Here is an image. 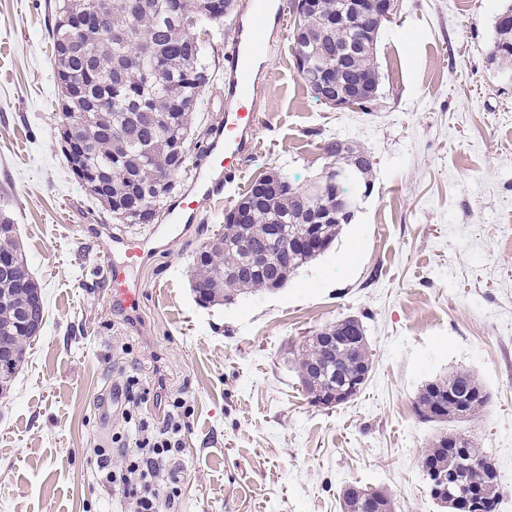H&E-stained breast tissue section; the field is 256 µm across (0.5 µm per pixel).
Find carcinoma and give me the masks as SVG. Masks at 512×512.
<instances>
[{
	"instance_id": "obj_1",
	"label": "carcinoma",
	"mask_w": 512,
	"mask_h": 512,
	"mask_svg": "<svg viewBox=\"0 0 512 512\" xmlns=\"http://www.w3.org/2000/svg\"><path fill=\"white\" fill-rule=\"evenodd\" d=\"M229 0H57L51 21L54 74L66 76L71 88L59 106L57 138L77 128L83 146V169L74 173L81 184L99 176L107 183L101 192H91L107 201L118 224H153L167 200L176 193L175 178L186 171L191 142L208 131L201 130L196 106L203 88L214 75L216 46L210 28L229 33L237 15L227 13ZM301 31L313 40L293 41L294 57L303 60L299 74L313 98L326 104L336 95V84L360 75L369 81L374 101L382 74L372 52L364 51L361 39L371 34L377 40L384 18L371 6L348 25L336 24V15L346 13L345 0H317V9L307 12L301 0H291ZM103 17L100 25H86L79 50L65 51L73 21ZM496 37L488 57L499 72H512V23L495 21ZM329 163L345 165L359 158L355 180L341 184V191L357 194L371 184L373 157L365 148L326 140L321 147ZM280 188L256 198V184L239 203L249 208L245 221L224 213V233L196 249L193 259V291L202 306L222 305L240 296L276 288L274 280L287 282L313 256L288 250V239L307 230V209L324 205L300 197L288 176L276 174ZM286 234L275 239L272 225ZM273 252L280 260L274 270L236 274L250 263L252 255ZM0 394L10 391L16 370L25 360L27 343L42 330L45 305L39 283L32 277L29 261L11 217L0 211ZM329 326L306 340L298 354L303 389L314 405L320 404L336 384L359 373H370L369 345L345 342L326 348ZM329 366L325 372L317 367ZM464 404L468 415L479 417L487 405L481 382L457 371L426 383L413 404L424 423H445L455 407ZM473 454L483 449L472 440L458 443L457 434L440 433L425 449L428 466L445 471L459 447Z\"/></svg>"
}]
</instances>
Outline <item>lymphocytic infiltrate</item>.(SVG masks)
Segmentation results:
<instances>
[{"label": "lymphocytic infiltrate", "instance_id": "1", "mask_svg": "<svg viewBox=\"0 0 512 512\" xmlns=\"http://www.w3.org/2000/svg\"><path fill=\"white\" fill-rule=\"evenodd\" d=\"M153 398L166 413L160 422L134 420L123 410V431L113 433L112 446L97 452L96 464L114 488L121 491L129 512H171L178 496L170 464L179 452L181 433L190 409L182 397H169L156 388ZM120 453V466H113V453Z\"/></svg>", "mask_w": 512, "mask_h": 512}]
</instances>
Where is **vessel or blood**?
Wrapping results in <instances>:
<instances>
[{
    "label": "vessel or blood",
    "instance_id": "1",
    "mask_svg": "<svg viewBox=\"0 0 512 512\" xmlns=\"http://www.w3.org/2000/svg\"><path fill=\"white\" fill-rule=\"evenodd\" d=\"M284 14V0H252L250 10L241 14L224 54V121L213 129L192 185L172 204L168 224L151 238L112 236V250L122 259L106 263L100 271L112 304L137 308L139 288L129 278V268L142 264L181 225L200 221L214 197L243 173L258 124L256 65L267 55L270 29L282 27Z\"/></svg>",
    "mask_w": 512,
    "mask_h": 512
}]
</instances>
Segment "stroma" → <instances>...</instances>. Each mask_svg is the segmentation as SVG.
I'll list each match as a JSON object with an SVG mask.
<instances>
[{"instance_id":"obj_1","label":"stroma","mask_w":512,"mask_h":512,"mask_svg":"<svg viewBox=\"0 0 512 512\" xmlns=\"http://www.w3.org/2000/svg\"><path fill=\"white\" fill-rule=\"evenodd\" d=\"M53 2L0 0V209L46 308L0 398V512H121L96 478L95 451L122 427L113 395L130 375L192 409L174 470L178 512H341L348 484L386 490L396 512H443L420 466L439 427L413 402L453 371L489 396L459 428L496 464L498 512H512V76L488 62L512 0H398L380 30L383 82L368 112L312 97L286 20L268 48L244 174L133 269V310L112 304L99 268L111 234L152 230L112 223L62 156ZM331 137L374 157V189L353 223L282 288L199 306L193 250L260 174L305 185ZM349 316L371 343L370 377L348 404L311 405L293 353Z\"/></svg>"}]
</instances>
